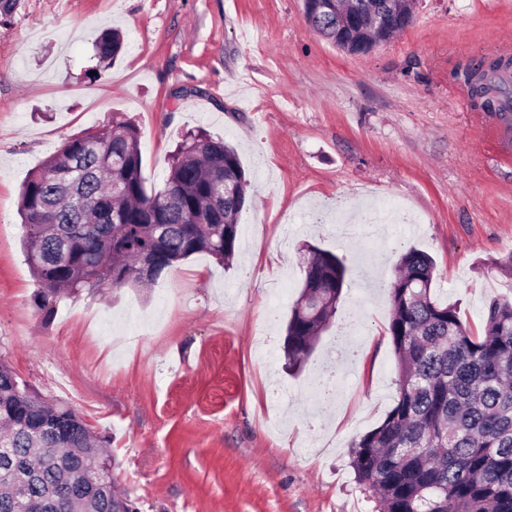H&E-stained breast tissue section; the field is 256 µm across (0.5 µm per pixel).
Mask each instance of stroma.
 Segmentation results:
<instances>
[{
    "mask_svg": "<svg viewBox=\"0 0 512 512\" xmlns=\"http://www.w3.org/2000/svg\"><path fill=\"white\" fill-rule=\"evenodd\" d=\"M125 34L97 80L102 29ZM512 45V0H419L365 55L309 26L303 0H20L0 26V355L103 437L139 512H375L351 447L394 405L388 287L401 252L436 263L473 333L512 293V158L492 160L464 72ZM131 118L162 188L181 133L238 151L250 180L230 265L198 253L148 288L40 309L18 197L82 130ZM350 269L299 369L285 328L309 250Z\"/></svg>",
    "mask_w": 512,
    "mask_h": 512,
    "instance_id": "obj_1",
    "label": "stroma"
}]
</instances>
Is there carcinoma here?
Masks as SVG:
<instances>
[{
    "label": "carcinoma",
    "mask_w": 512,
    "mask_h": 512,
    "mask_svg": "<svg viewBox=\"0 0 512 512\" xmlns=\"http://www.w3.org/2000/svg\"><path fill=\"white\" fill-rule=\"evenodd\" d=\"M393 0H341L361 12ZM117 29L95 42L99 65L123 50ZM467 75L485 112L502 113L512 90L490 74ZM140 129L114 116L112 125L67 139L28 176L19 197L26 260L45 309L62 294L122 288L158 278L173 264L206 253L224 264L235 255L239 213L250 188L235 149L202 129L189 130L172 154L163 188L147 191L141 172ZM235 185L240 193L224 194ZM159 257L158 273L138 274L140 254ZM304 286L320 291L319 310L294 303L284 353L296 369L310 356L336 313L348 268L336 254L313 249ZM435 263L414 249L402 253L389 285L387 326L398 357L395 406L353 445L357 481L371 490L377 512H512V298H493L483 332L472 333L457 307L435 298ZM0 512H17L11 485L29 474L26 512H69L54 501L71 484L114 512L128 494L94 477L100 460L115 465L104 440L68 404L45 399L18 380L0 358Z\"/></svg>",
    "instance_id": "obj_1"
}]
</instances>
